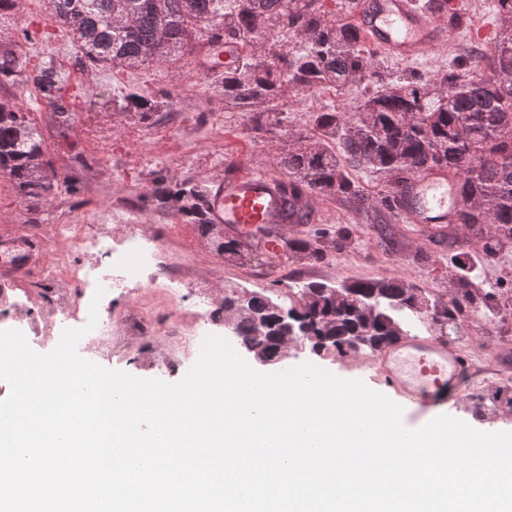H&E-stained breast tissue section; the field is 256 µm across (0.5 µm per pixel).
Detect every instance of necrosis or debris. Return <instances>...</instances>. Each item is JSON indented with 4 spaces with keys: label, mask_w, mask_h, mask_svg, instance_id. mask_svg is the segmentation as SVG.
Returning a JSON list of instances; mask_svg holds the SVG:
<instances>
[{
    "label": "necrosis or debris",
    "mask_w": 512,
    "mask_h": 512,
    "mask_svg": "<svg viewBox=\"0 0 512 512\" xmlns=\"http://www.w3.org/2000/svg\"><path fill=\"white\" fill-rule=\"evenodd\" d=\"M155 250L135 232L121 242L112 237V209L103 207L94 224H32L12 242L0 245V272L25 270L31 277L26 303L0 289V314L37 327L44 343L59 341L52 323L39 319L42 302L61 313L89 308L92 300L111 305L113 296L126 302L124 323L147 336L163 321L160 306L178 308L186 278L157 272ZM103 297H96V290Z\"/></svg>",
    "instance_id": "obj_1"
}]
</instances>
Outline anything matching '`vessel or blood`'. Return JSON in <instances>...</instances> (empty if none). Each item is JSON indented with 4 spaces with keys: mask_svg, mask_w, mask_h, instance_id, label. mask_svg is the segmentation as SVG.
Instances as JSON below:
<instances>
[{
    "mask_svg": "<svg viewBox=\"0 0 512 512\" xmlns=\"http://www.w3.org/2000/svg\"><path fill=\"white\" fill-rule=\"evenodd\" d=\"M352 16L366 43L396 60H411L448 41V18L417 6L415 0H353ZM458 178L431 169L396 182L393 213L409 224H453L462 200ZM210 223L223 224L239 235L272 224L314 221L315 198L289 195L284 176L271 172L217 173L209 180ZM375 374L400 396L425 409L444 405L459 393L471 364L467 354L443 338L405 339L371 360Z\"/></svg>",
    "mask_w": 512,
    "mask_h": 512,
    "instance_id": "obj_1",
    "label": "vessel or blood"
}]
</instances>
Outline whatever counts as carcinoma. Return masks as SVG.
<instances>
[{
    "instance_id": "obj_1",
    "label": "carcinoma",
    "mask_w": 512,
    "mask_h": 512,
    "mask_svg": "<svg viewBox=\"0 0 512 512\" xmlns=\"http://www.w3.org/2000/svg\"><path fill=\"white\" fill-rule=\"evenodd\" d=\"M155 0H44L49 20L77 44L80 60L96 69H111L120 57L126 67L150 64L145 46H160L165 65L179 69L197 46L224 45L232 38L249 48L243 62L223 70L218 80L224 108L255 114L254 131L270 134L266 117L281 111L284 86L297 90L330 89L373 84L370 95L349 114L337 109L316 113L305 129H291L288 148L274 157L291 178L294 193L316 196L341 194L364 208L387 205L388 195L373 198L351 177L363 170L375 175L405 176L428 168H448L460 176L463 206L458 223L482 236V253L495 257L512 245V0H495L499 18L508 24L501 32L489 73L477 82L463 71H450L430 83L413 76L391 79L377 70L362 50L360 30L315 7V0H165L162 12ZM135 17L129 28L113 23L116 11ZM289 33L302 43L300 51L266 48L264 36ZM22 84L49 100L53 122L60 128L72 120V102L62 94L64 76L50 63L29 68L16 50L0 45V86ZM168 106V96L148 98L130 91L121 108L148 119ZM371 113L367 130L349 132L358 114ZM46 140L39 125L21 107L0 111V178L32 202L43 201L59 184L46 181ZM153 197L160 207L173 200L192 221L210 252L238 262L237 238L224 225L208 220V201L202 186L186 180L161 179ZM291 257L321 262L344 251L348 236L323 232L319 245L291 238ZM454 294L432 301L402 277L352 279L339 285L344 296L334 299L330 286L309 283L281 301L252 293L244 315L236 319L235 336L249 354L272 358L275 337L258 330L265 322L276 330L275 307H298L299 321L308 328L311 351L322 357L353 358L351 336L369 328L368 349L379 352L399 340L397 324L406 315L421 317L426 308L432 329L457 324L462 313L483 308L498 317L503 294L492 285L473 288L471 258H454Z\"/></svg>"
}]
</instances>
